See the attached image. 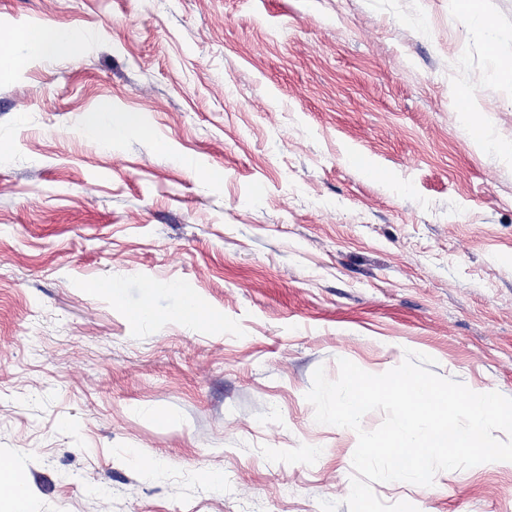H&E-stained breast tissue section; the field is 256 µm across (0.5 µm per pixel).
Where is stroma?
Here are the masks:
<instances>
[{"label": "stroma", "mask_w": 512, "mask_h": 512, "mask_svg": "<svg viewBox=\"0 0 512 512\" xmlns=\"http://www.w3.org/2000/svg\"><path fill=\"white\" fill-rule=\"evenodd\" d=\"M36 26L89 39L43 60ZM1 34L0 457L28 512H348L357 434L305 398L341 358L512 397V161L453 106L473 89L510 141L512 85L456 0H0ZM103 100L143 133L87 138ZM372 489L512 512V463Z\"/></svg>", "instance_id": "obj_1"}]
</instances>
